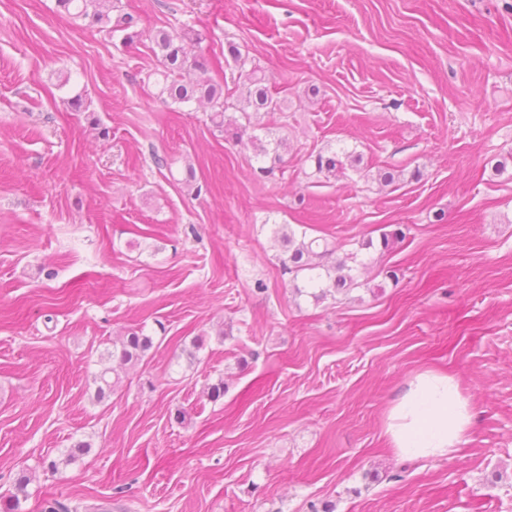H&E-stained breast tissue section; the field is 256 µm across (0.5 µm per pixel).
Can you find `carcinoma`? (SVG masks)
Returning a JSON list of instances; mask_svg holds the SVG:
<instances>
[{"label":"carcinoma","mask_w":512,"mask_h":512,"mask_svg":"<svg viewBox=\"0 0 512 512\" xmlns=\"http://www.w3.org/2000/svg\"><path fill=\"white\" fill-rule=\"evenodd\" d=\"M89 0H57V6L74 18L90 19V23L99 28L112 31H125L130 21L125 18L112 20L111 0H95L94 10H88ZM152 41L158 49L161 68L156 71L157 86L161 95L175 104H187L203 100L210 106L209 120L219 131H224V112L228 105L224 98V88L207 75L204 62L189 60L185 51L186 36L175 30L159 29ZM239 64V78L246 85V102L251 111H242L246 120H251L250 112H276L281 103L275 99L263 85L264 79L256 70H245V62L237 52H232ZM315 166L318 172L335 174L343 167V162L334 156L317 155ZM282 240L288 244L287 257L283 259L284 269L288 273L304 275L308 287L313 289L311 297L319 301L327 295L323 284L330 288L350 289L358 286L352 275V267L347 260H341L332 266L322 264V260L333 253L328 243L321 238L295 239L294 232L276 230ZM152 338L141 331L132 330L123 343L120 359L127 363L139 360L152 348ZM28 478L24 475L15 481V493L0 501V512H17L20 498L27 497Z\"/></svg>","instance_id":"1"}]
</instances>
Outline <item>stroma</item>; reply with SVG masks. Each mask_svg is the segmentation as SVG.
Instances as JSON below:
<instances>
[{"label":"stroma","instance_id":"obj_1","mask_svg":"<svg viewBox=\"0 0 512 512\" xmlns=\"http://www.w3.org/2000/svg\"><path fill=\"white\" fill-rule=\"evenodd\" d=\"M112 14L135 42L56 0H0V495L24 474L21 512H512V0ZM161 28L223 85L226 125L246 95L233 46L281 111L238 141L159 96ZM322 150L361 161L320 174ZM283 226L355 254L358 288L297 296ZM137 328L153 347L121 364ZM425 369L473 403L450 459L386 445Z\"/></svg>","mask_w":512,"mask_h":512}]
</instances>
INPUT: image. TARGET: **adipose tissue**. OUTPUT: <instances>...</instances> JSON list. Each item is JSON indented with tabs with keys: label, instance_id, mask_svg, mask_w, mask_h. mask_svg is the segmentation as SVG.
Here are the masks:
<instances>
[{
	"label": "adipose tissue",
	"instance_id": "1",
	"mask_svg": "<svg viewBox=\"0 0 512 512\" xmlns=\"http://www.w3.org/2000/svg\"><path fill=\"white\" fill-rule=\"evenodd\" d=\"M473 417L471 400L459 381L427 369L414 374L391 403L384 433L397 455L448 458L459 452Z\"/></svg>",
	"mask_w": 512,
	"mask_h": 512
}]
</instances>
